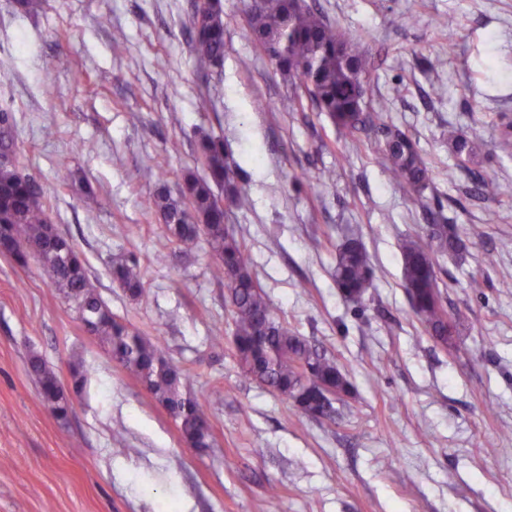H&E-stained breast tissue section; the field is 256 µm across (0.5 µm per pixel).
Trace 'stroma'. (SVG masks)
<instances>
[{
	"label": "stroma",
	"mask_w": 512,
	"mask_h": 512,
	"mask_svg": "<svg viewBox=\"0 0 512 512\" xmlns=\"http://www.w3.org/2000/svg\"><path fill=\"white\" fill-rule=\"evenodd\" d=\"M222 2L224 65L210 71L191 51L190 0H43L35 15L0 0V111L21 160L113 316L211 401L213 440L190 447L40 261L0 252V512H512V199L474 195L446 137L452 126L479 134L482 173L512 184V146L490 124L512 123V0H315L360 39L387 124L416 142L432 179L423 206L373 140L339 141L325 113L289 111L291 85L254 44L244 0ZM440 14L457 19L456 45L434 29ZM205 134L242 168L250 205L230 208L227 224L277 316L333 355L352 387L332 417L242 374L207 241L178 252L146 207L205 176ZM64 156L76 183L58 174ZM430 209L465 246L439 260L456 328L445 345L402 285L400 245L425 232ZM351 228L374 271L359 304L334 280ZM120 255L137 261L138 298L112 279ZM32 353L63 388L73 365L85 373L68 420L42 403Z\"/></svg>",
	"instance_id": "obj_1"
}]
</instances>
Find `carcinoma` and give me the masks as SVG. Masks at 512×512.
Listing matches in <instances>:
<instances>
[{
	"mask_svg": "<svg viewBox=\"0 0 512 512\" xmlns=\"http://www.w3.org/2000/svg\"><path fill=\"white\" fill-rule=\"evenodd\" d=\"M247 24L255 45L288 76L294 95L288 106L308 100L326 113L338 139L360 134H379L375 153L382 164L418 203L431 189L429 169L416 143L403 131L383 120L382 109L373 106L375 82L366 52L347 38L323 13L306 0H249ZM435 27L456 44V18L439 15ZM190 40L197 61L219 67L224 62V10L221 0L195 3L190 19ZM0 151L17 155L10 116L0 114ZM448 146L459 167L466 170L477 196L488 192L512 197V186L491 183L478 169L483 141L454 128L448 129ZM198 152L208 178L185 179L179 195L157 192L148 207L159 213L167 237L178 250L189 252L206 238L216 263L213 277L224 281L232 312L233 346L245 376L271 388L295 406L304 393L321 385L347 392L349 383L327 351L308 343L276 316L266 293L250 270L243 245L225 226L226 212L211 185L224 188L227 202L242 207L248 202L237 188L240 167L224 160L221 140L205 137ZM52 224L45 193L34 177L23 175L20 162L0 167V249L20 265L33 253L54 287L71 304L77 318L89 323L91 333L107 348L112 359L138 378L153 398L180 425L184 440L194 448L210 447L207 407L182 392L181 372L166 358L160 345L112 316L90 279L86 262ZM403 286L412 310L424 331L440 343L450 339L452 325L438 288V258L457 254L460 244L448 233V225L435 224L400 246ZM111 275L132 297L143 292L137 262L133 258L111 261ZM371 258L355 236L336 248V286L349 301L359 302L372 287ZM28 368L39 386L42 402L59 419L73 411V401L59 384L55 372L37 355Z\"/></svg>",
	"mask_w": 512,
	"mask_h": 512,
	"instance_id": "carcinoma-1",
	"label": "carcinoma"
}]
</instances>
